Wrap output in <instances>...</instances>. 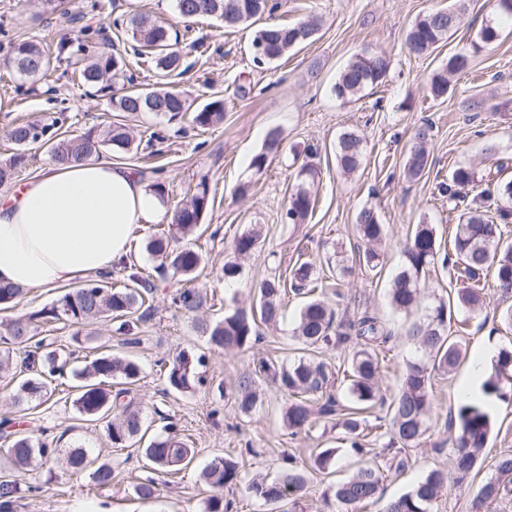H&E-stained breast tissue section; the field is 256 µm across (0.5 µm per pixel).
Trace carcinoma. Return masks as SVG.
I'll return each mask as SVG.
<instances>
[{"mask_svg": "<svg viewBox=\"0 0 512 512\" xmlns=\"http://www.w3.org/2000/svg\"><path fill=\"white\" fill-rule=\"evenodd\" d=\"M175 15L192 22L214 18L226 27L252 25L265 13H271L277 4L271 0H173ZM465 9L458 5L450 9L430 11L416 20L405 39L408 54L419 57L434 50L439 42L448 38L464 21ZM319 23L307 20L294 24H273L255 31L251 46L265 45L266 53L253 56L256 65L272 64L291 50L310 41ZM166 18L148 12H135L128 21V36L140 46V55L152 60L155 69L165 77L181 75L182 54L175 48L178 38ZM16 75L33 83L51 81L55 71L52 57L34 41L18 43L9 61ZM125 60L112 54L110 46L85 53L75 62L78 80L85 86H110L112 78L123 69ZM470 58L462 50L448 58L440 71L430 78V93L441 97L448 92V75L469 69ZM391 59L382 53L356 55L341 72L334 86L339 98L359 99L368 88L376 86L387 76ZM111 111L137 115L153 112L174 120L192 112V122L208 129L224 122V101L215 99L193 108L190 95L173 86H148L130 89L110 98ZM55 124L39 120L19 122L12 126L9 138L16 146L9 164L0 165V184L11 179L14 171L25 166L28 146L50 142L52 162L66 165L80 163L107 151L128 153L139 144L131 128L112 122L100 129L91 128L78 135L57 137L51 134ZM433 139V126L424 123L417 127L406 150L405 171L417 178L429 166V143ZM282 140L277 132L269 134L265 151L252 160V167L264 169L268 156L280 152ZM365 145L362 138L352 132L342 134L336 145V160L341 170L350 174L363 161ZM316 170L311 165L302 167L298 184L288 197L285 220L289 224H303L312 214L315 198L310 190ZM476 184V173L469 167L455 169L448 181L440 184L441 193L448 202L460 197L461 189ZM210 204V187L204 180L196 184L193 193L175 209V221L154 235L148 242V251L160 259L153 272L134 263L123 266L133 287L114 288L108 276L87 279L64 291L49 307L7 323L8 337L0 341V375L21 372L25 375L17 390L19 411L33 410L42 399L51 396V385L56 377L73 362L74 351L61 352L50 338L39 335L35 321L62 323L69 326H87L107 318L119 322L117 331L123 335L122 344L133 349L140 346L139 324L151 317L152 303L157 292L156 276H171L177 288L170 294L171 305L196 311L204 303L203 289L194 283L195 273L203 257L196 248L180 245L181 240L193 235ZM512 224V179H492L486 188L471 199L470 206L457 214L456 231L451 252L440 255V242L434 225L422 222L403 245L404 263L391 280L390 303L393 309L406 316L418 306L429 287L422 274L429 267L441 264L452 267L458 277L468 281L469 287L457 291L456 304L440 298L430 307L426 317L406 323L403 336L412 342L418 356L404 364L400 389L392 398H386L379 387L380 361L377 347L387 343L392 333L377 317L363 312L348 321L336 318L334 311L320 298H310L300 311L292 337L310 349L322 346H340L349 342L357 350L352 355L347 386L352 405L340 403L333 393L334 372L323 361L300 358L293 363H280L271 358H260L251 375L241 377L232 389L230 399L242 414L253 412L261 404L256 379L265 377L273 381L279 391L291 397L283 414L285 426L308 432L319 419L339 418L351 445L358 455H368L371 449L361 443L367 430L364 414L375 408H384L389 414L386 447L406 450L421 444L430 430L429 417L433 406L431 396L436 376H447L457 367L462 357V346L452 331L455 307L475 311L482 307L481 276L491 270L496 288L503 296L512 295V244L501 242L500 226ZM356 230L364 247L358 249V260L371 270L382 265L378 245L386 238V225L380 222L372 207L363 208L356 218ZM259 229L240 235L234 243L237 257L251 254L260 243ZM293 292L306 295L316 288L315 265L309 261H296L289 271ZM286 282L281 277L262 281L257 300L250 306L232 303L224 310V318L201 324L210 345L224 350H245L259 337L258 324L276 325L283 318L282 295ZM25 295V290L0 284V311L14 308ZM203 357L187 352L179 353L172 361L160 365L168 388L186 392L202 382L197 368ZM141 366L134 358L102 352L80 370L70 369L69 377L78 382L73 405L77 413L91 422L103 425L115 448L140 445L143 467L160 471L186 468L195 456L189 447L174 435L157 437L143 442L141 409L124 401L126 385L140 379ZM512 384V349H502L483 382L487 395L501 392V385ZM0 425L10 430L9 443L0 454V512H16L24 491L15 474L31 471L61 454L57 446L34 435L12 428L9 418ZM448 429L455 432L454 468L457 481L464 480L483 455L492 433V420L482 406L461 398L457 410L450 414ZM373 454V453H371ZM378 457V454H373ZM333 453L325 450L313 459V465H296L292 457L278 480L271 483L253 476L246 478L239 463L232 458H217L200 474V479L214 490L204 501L203 512H231V502L224 500L225 488L245 487L246 492L262 504H275L297 497L307 488L311 471L326 468ZM67 464L74 475H84L98 488L110 487L116 474L107 463H97L86 450L75 448L67 454ZM496 473L480 490V502L492 504L512 495V452L504 451L496 461ZM382 466L377 461L367 462L348 480L336 485L333 498L336 512H357L360 505L381 495ZM448 474L441 469L432 470L414 488L387 501L384 512H434V506L447 488ZM135 494L144 500L160 496L159 483L147 476L134 486Z\"/></svg>", "mask_w": 512, "mask_h": 512, "instance_id": "carcinoma-1", "label": "carcinoma"}]
</instances>
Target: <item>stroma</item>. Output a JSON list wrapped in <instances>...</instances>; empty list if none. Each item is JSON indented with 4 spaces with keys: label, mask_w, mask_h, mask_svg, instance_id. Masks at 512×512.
Masks as SVG:
<instances>
[{
    "label": "stroma",
    "mask_w": 512,
    "mask_h": 512,
    "mask_svg": "<svg viewBox=\"0 0 512 512\" xmlns=\"http://www.w3.org/2000/svg\"><path fill=\"white\" fill-rule=\"evenodd\" d=\"M279 2L272 22L318 19L313 42L259 67L250 48L253 28H227L209 18L195 21L187 42L180 45L184 71L171 83L203 103L223 98V124L203 130L187 116L172 121L148 112L130 116L126 122L135 127L139 148L112 156L113 163L127 166L148 183H161L172 206L200 180L211 187L201 236L195 241L204 258L199 280L207 284L211 298L200 311L186 312L171 307L168 291L157 292L156 310L142 324L143 343L134 352L142 373L127 395L141 409L150 434L161 433L165 418H172L195 450L193 463L170 476L158 499H140L133 491L143 466L136 449L111 447L99 423L76 413L74 396L63 384L26 418V428L46 429L63 450L79 446L99 461L121 462L120 473L112 487L102 489L70 476L57 463L50 470L27 473L25 480L35 490L20 501L17 512H97L101 507L108 512H202L211 490L200 481L199 472L214 458L240 457L248 475L272 476L282 469L285 456L309 462L326 448L335 449L336 462L314 473L296 512H335L328 490L351 475L358 461L341 426L321 421L311 432H292L283 423L286 395L265 379L258 382L263 403L251 415L239 414L219 396L220 389L233 388L239 377L251 374L258 357L289 363L304 356L291 336L303 297L291 292L283 296L284 319L275 327L260 326V341L246 351L212 347L199 322L222 319L225 301L251 304L262 280L276 273L288 275L298 253H306L318 277L337 281V289L320 288L316 294L338 317L366 311L392 329L393 338L380 350V380L384 393L395 394L403 362L415 354L414 346L399 336L404 318L394 312L388 296L390 281L403 264L407 236L425 221L435 225L442 249L450 248L456 221L448 215L439 184L454 169L468 166L481 178L496 170L512 177V20L492 10L486 0H465L461 27L420 58L406 53L405 36L419 17L447 7L448 0ZM64 3V11L51 13L43 10L40 0H0V161L13 153L8 131L15 120L60 118L64 131L78 134L109 117V92L78 86L67 65H60L49 84L15 76L7 62L19 42L38 40L51 50L66 38L81 39L89 50L112 43L126 62L115 88L142 87L159 82L160 76L134 57L125 32L129 14L145 9L172 20L175 29L183 27L173 17L172 0ZM487 23L498 28L500 37L492 45L478 44L477 32ZM464 48L469 51V71L449 75L447 94L432 97L428 78ZM361 53L389 55V74L359 100L337 97L334 84L351 58ZM425 122L433 126L431 164L422 177L410 180L404 174L405 146L415 127ZM273 131L282 139V150L269 156L264 170H255L251 162ZM348 131L363 137L366 151L360 167L344 174L336 165V145ZM307 146L315 151L312 162L319 172L312 188L315 207L307 223L288 224L283 213L294 173L304 161L299 151ZM243 184L249 187L244 196L237 192ZM365 207L374 208L387 226L381 248L384 264L378 273L353 262L360 243L356 216ZM256 226L262 229L261 248L242 259L237 281H219L235 239ZM337 251L348 272L330 264ZM483 285L482 311L456 313L465 322L463 359L450 378L433 388L427 438L407 452L402 475L388 473L382 499L366 505L364 512H383L386 500L408 492L435 469L447 471L449 487L436 512H475L480 488L493 475L498 456L512 450V388H507L483 397L494 433L473 474L458 480L448 413L459 403L477 352L486 345L512 348V327L500 319L503 310L512 308V297L500 295L493 275H486ZM183 350L203 356V382L187 392H166L157 363Z\"/></svg>",
    "instance_id": "35a3bbf8"
}]
</instances>
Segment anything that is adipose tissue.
I'll return each instance as SVG.
<instances>
[{
  "mask_svg": "<svg viewBox=\"0 0 512 512\" xmlns=\"http://www.w3.org/2000/svg\"><path fill=\"white\" fill-rule=\"evenodd\" d=\"M172 216L127 167L105 159L49 164L0 195V283L52 289L110 272L126 258L136 226Z\"/></svg>",
  "mask_w": 512,
  "mask_h": 512,
  "instance_id": "obj_1",
  "label": "adipose tissue"
}]
</instances>
